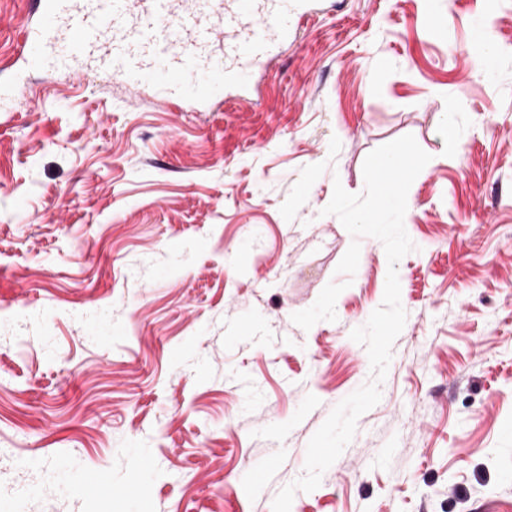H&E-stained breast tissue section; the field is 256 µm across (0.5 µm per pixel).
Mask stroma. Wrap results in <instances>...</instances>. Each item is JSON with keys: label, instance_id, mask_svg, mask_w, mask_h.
<instances>
[{"label": "stroma", "instance_id": "35a3bbf8", "mask_svg": "<svg viewBox=\"0 0 512 512\" xmlns=\"http://www.w3.org/2000/svg\"><path fill=\"white\" fill-rule=\"evenodd\" d=\"M24 81L0 112V512H137L127 486L152 512H272L371 379L350 333L387 258L364 237L337 273L354 239L324 209L407 134L431 156L407 319L380 402L291 512H512V0H338L260 102L218 112ZM331 282L336 321L295 325ZM97 471L115 494L82 493Z\"/></svg>", "mask_w": 512, "mask_h": 512}]
</instances>
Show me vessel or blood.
Listing matches in <instances>:
<instances>
[{
    "label": "vessel or blood",
    "mask_w": 512,
    "mask_h": 512,
    "mask_svg": "<svg viewBox=\"0 0 512 512\" xmlns=\"http://www.w3.org/2000/svg\"><path fill=\"white\" fill-rule=\"evenodd\" d=\"M324 0H25L13 68L212 112L259 96L266 71Z\"/></svg>",
    "instance_id": "vessel-or-blood-1"
}]
</instances>
